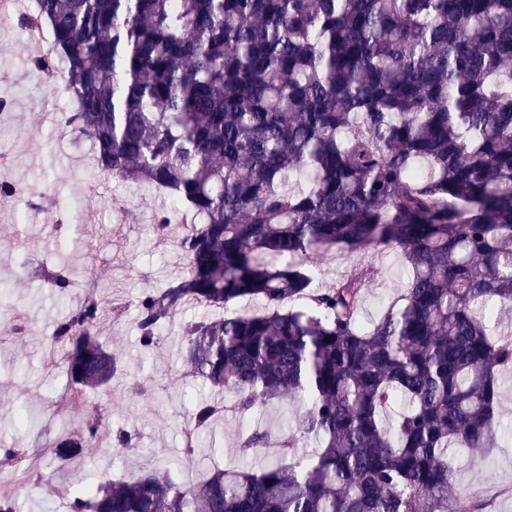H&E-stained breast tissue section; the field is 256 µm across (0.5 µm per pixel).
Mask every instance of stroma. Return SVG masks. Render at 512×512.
Listing matches in <instances>:
<instances>
[{
	"instance_id": "obj_1",
	"label": "stroma",
	"mask_w": 512,
	"mask_h": 512,
	"mask_svg": "<svg viewBox=\"0 0 512 512\" xmlns=\"http://www.w3.org/2000/svg\"><path fill=\"white\" fill-rule=\"evenodd\" d=\"M34 0H13L0 14V100L10 118L0 151L8 161L1 177L22 184L25 198L0 200V285L9 288L17 321L0 322V445L17 446L43 455V480L30 481L19 492L23 512H66L63 491H75L99 478H134L145 461L162 464L180 456L185 425L195 397L209 396L202 378L187 375L181 356V325L211 316L209 307L187 304L176 322L164 330V340L151 355H143L137 330V302L178 278L186 261L175 243H156L149 233L154 217L167 213L172 234L181 232V216L172 212L162 194L100 172L91 142L64 121L77 105L70 93L33 62L51 56L50 44L29 30ZM96 184L88 196V184ZM66 226V245L58 247L50 232L54 223ZM372 267L374 280L360 311L362 322L377 319L403 285V264L397 251L378 245L363 251L332 250L310 262L316 285L322 286L355 270ZM67 269L73 292L69 297L45 288L43 273ZM115 289L120 300L98 328L101 341L119 362L111 388H89L71 398L62 350L50 341V331L68 307L90 288ZM16 321V322H17ZM503 435L487 460L473 459L466 449L456 452V486L461 494L479 493L484 512H512V373L499 378ZM226 407L214 428L224 453L210 459L197 449L194 463L184 465L178 478L197 480L200 470L217 462L222 467L261 468L277 452L281 435L294 426L289 405L273 401L263 407L261 423L269 447L242 454V421L235 397L219 392ZM31 416L30 428L14 423L19 410ZM104 412L98 437L88 447L73 474L55 473L49 448L55 432L76 426L88 413ZM135 436L136 451L126 459L112 454L117 428ZM149 449L151 459L141 456Z\"/></svg>"
}]
</instances>
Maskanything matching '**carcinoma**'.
Wrapping results in <instances>:
<instances>
[{
	"label": "carcinoma",
	"instance_id": "cac0c4a2",
	"mask_svg": "<svg viewBox=\"0 0 512 512\" xmlns=\"http://www.w3.org/2000/svg\"><path fill=\"white\" fill-rule=\"evenodd\" d=\"M54 36L78 125L102 173L166 193L183 212L186 269L137 303L141 346L188 302L255 314L182 327L190 374L236 397L304 405L265 468L166 471L107 480L70 512H481L457 492L450 452L482 454L500 426L499 376L512 329V0H36ZM384 244L404 289L378 320L359 310L362 268L315 286L311 255ZM44 282L68 296L64 270ZM307 299L294 309L291 303ZM106 302L70 308L50 339L73 394L108 386L117 361L95 336ZM190 412L184 454L223 417ZM102 414L55 435L63 473ZM318 447L305 458L302 442ZM120 429L113 450L133 449ZM267 432L250 431L246 453ZM28 456L0 447V471L30 481ZM0 512H21L0 489Z\"/></svg>",
	"mask_w": 512,
	"mask_h": 512
}]
</instances>
